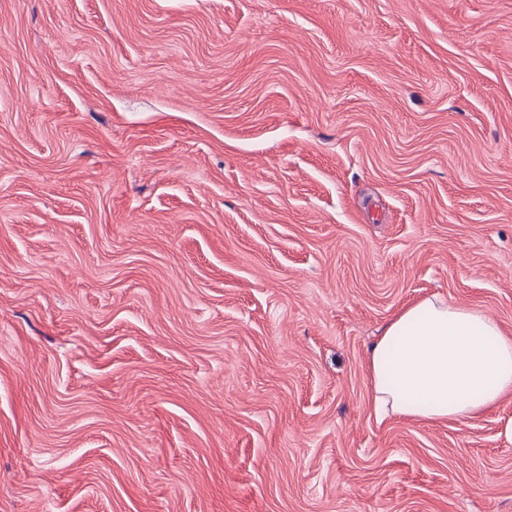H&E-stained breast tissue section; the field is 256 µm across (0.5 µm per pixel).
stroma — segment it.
<instances>
[{
  "label": "stroma",
  "mask_w": 512,
  "mask_h": 512,
  "mask_svg": "<svg viewBox=\"0 0 512 512\" xmlns=\"http://www.w3.org/2000/svg\"><path fill=\"white\" fill-rule=\"evenodd\" d=\"M433 294L512 333V0H0V512H512V397L369 406Z\"/></svg>",
  "instance_id": "1"
}]
</instances>
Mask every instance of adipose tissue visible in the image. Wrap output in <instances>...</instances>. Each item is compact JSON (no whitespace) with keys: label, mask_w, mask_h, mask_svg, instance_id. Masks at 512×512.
Segmentation results:
<instances>
[{"label":"adipose tissue","mask_w":512,"mask_h":512,"mask_svg":"<svg viewBox=\"0 0 512 512\" xmlns=\"http://www.w3.org/2000/svg\"><path fill=\"white\" fill-rule=\"evenodd\" d=\"M368 372L377 416L472 417L512 394V336L480 307L425 297L387 323Z\"/></svg>","instance_id":"adipose-tissue-1"}]
</instances>
